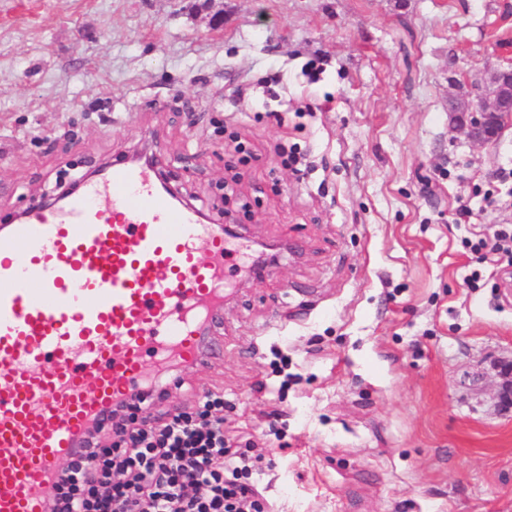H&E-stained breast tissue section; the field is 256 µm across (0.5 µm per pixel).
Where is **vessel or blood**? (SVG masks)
<instances>
[{"label": "vessel or blood", "instance_id": "1", "mask_svg": "<svg viewBox=\"0 0 512 512\" xmlns=\"http://www.w3.org/2000/svg\"><path fill=\"white\" fill-rule=\"evenodd\" d=\"M250 246L177 204L149 165L116 164L0 235V512L45 491L89 425L150 370L205 363L227 260Z\"/></svg>", "mask_w": 512, "mask_h": 512}]
</instances>
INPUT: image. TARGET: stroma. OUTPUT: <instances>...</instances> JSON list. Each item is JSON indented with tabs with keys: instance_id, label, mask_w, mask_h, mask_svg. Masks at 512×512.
I'll use <instances>...</instances> for the list:
<instances>
[{
	"instance_id": "35a3bbf8",
	"label": "stroma",
	"mask_w": 512,
	"mask_h": 512,
	"mask_svg": "<svg viewBox=\"0 0 512 512\" xmlns=\"http://www.w3.org/2000/svg\"><path fill=\"white\" fill-rule=\"evenodd\" d=\"M511 59L512 0H0V216L149 144L290 249L143 415L223 394L273 512H512V257L477 247L512 231V124L448 123Z\"/></svg>"
}]
</instances>
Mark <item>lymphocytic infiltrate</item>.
<instances>
[{
  "mask_svg": "<svg viewBox=\"0 0 512 512\" xmlns=\"http://www.w3.org/2000/svg\"><path fill=\"white\" fill-rule=\"evenodd\" d=\"M111 420L104 414L89 429L108 431L107 445L85 444L58 470L51 512H263L246 458L225 446L220 395L134 427Z\"/></svg>",
  "mask_w": 512,
  "mask_h": 512,
  "instance_id": "obj_1",
  "label": "lymphocytic infiltrate"
}]
</instances>
